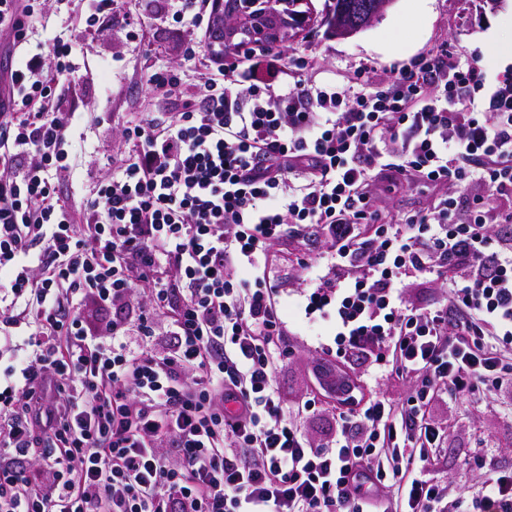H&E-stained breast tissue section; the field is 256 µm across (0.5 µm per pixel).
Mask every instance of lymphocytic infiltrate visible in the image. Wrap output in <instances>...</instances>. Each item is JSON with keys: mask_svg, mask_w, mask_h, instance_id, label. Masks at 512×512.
Wrapping results in <instances>:
<instances>
[{"mask_svg": "<svg viewBox=\"0 0 512 512\" xmlns=\"http://www.w3.org/2000/svg\"><path fill=\"white\" fill-rule=\"evenodd\" d=\"M44 2L0 0V340L26 348L0 375V512H393L392 487L403 512H435L445 489L425 471L445 431L427 408L448 392L512 398V237L493 232L512 223V77L488 81L445 44L383 86L367 62L343 85L287 79L263 44L192 88L150 70L165 111L129 121L125 154L77 213L56 189L72 46L24 40ZM87 12L86 28L144 37L137 0ZM378 168L457 194L393 219ZM288 233L331 244L327 263H299L305 315L334 323L337 353L416 381L404 402L349 410L323 443L275 382L288 328L267 257ZM448 270L447 302L407 304L404 276ZM152 317L165 351L136 341ZM33 448L46 451L37 487L19 464ZM472 501L512 512V469Z\"/></svg>", "mask_w": 512, "mask_h": 512, "instance_id": "1", "label": "lymphocytic infiltrate"}]
</instances>
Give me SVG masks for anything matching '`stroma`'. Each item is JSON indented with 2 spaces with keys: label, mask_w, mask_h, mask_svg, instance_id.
<instances>
[{
  "label": "stroma",
  "mask_w": 512,
  "mask_h": 512,
  "mask_svg": "<svg viewBox=\"0 0 512 512\" xmlns=\"http://www.w3.org/2000/svg\"><path fill=\"white\" fill-rule=\"evenodd\" d=\"M142 8L151 22L141 46L115 29L76 34V23L86 12L85 0H49L26 25L28 46L56 40L75 43L76 78L59 102L61 110L72 115L70 171L61 178L59 193L73 207L82 206L97 180L111 175L113 157L124 150L127 120L133 113L153 109L142 84L144 73L177 68L187 83L197 81L184 55L191 43L203 40V33L167 18L161 0H144ZM444 43L462 54L480 55L490 73L512 74V0H501L495 8L486 0H395L382 17L352 37L337 39L318 26L280 53L306 59L303 78L343 84L362 63L376 66L382 79L389 64ZM372 176L375 183L385 185L379 203L393 217L426 210L448 192L444 185L395 186L393 173L386 170L373 171ZM299 249L296 239L286 238L268 255L280 288L289 295L288 318L297 325L304 322L299 294L308 285L307 272L295 262ZM333 345L334 331L326 323L290 337L275 373L283 405L296 411L301 427L321 441L333 437L344 410L335 392L321 389L323 370L347 380L364 402L383 397L398 403L411 389L409 381L374 375L371 361L327 355ZM311 397L317 400L315 409H302V402ZM429 415L447 434L426 470L431 482L472 494L484 477L512 467V409L500 407L493 397L451 395L437 400Z\"/></svg>",
  "instance_id": "1"
}]
</instances>
